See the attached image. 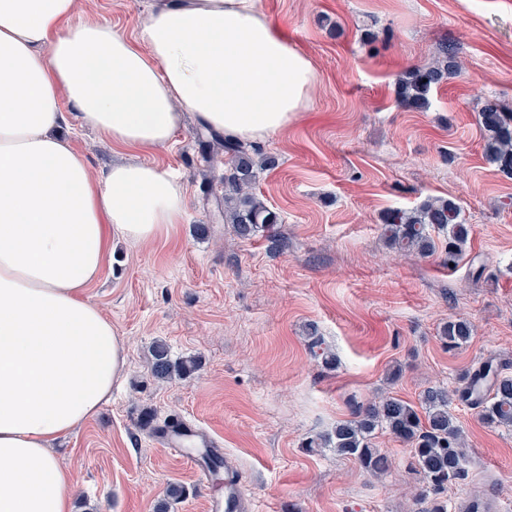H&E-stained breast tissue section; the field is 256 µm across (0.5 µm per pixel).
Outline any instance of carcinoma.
<instances>
[{
	"label": "carcinoma",
	"mask_w": 512,
	"mask_h": 512,
	"mask_svg": "<svg viewBox=\"0 0 512 512\" xmlns=\"http://www.w3.org/2000/svg\"><path fill=\"white\" fill-rule=\"evenodd\" d=\"M458 67L456 53L444 46L432 61L406 70L396 81L395 96L407 109L420 110L429 104L432 89L448 79ZM485 131L484 154L499 171L512 175V112L495 100L480 111ZM205 147L214 163H224V222L233 225L242 240L252 239L262 227L280 223L279 215L253 192L257 171L275 165V159L240 141L208 130ZM384 234L391 248L429 257L437 251L430 231L444 235L443 262L458 264L471 235L456 203L447 198H430L412 211L390 210L382 216ZM474 332L466 318L448 320L440 331L448 347L467 343ZM193 360L174 361L166 344L152 349V374L158 380L183 376L195 369ZM460 386L452 391L429 389L422 396L425 413L401 399L386 396L353 411V419L304 443L306 448H334L355 459L366 472L378 476L389 468V458L372 446L371 437L385 430L410 447V467L421 478L418 499L429 501L428 512H448L443 494L465 474L466 456L461 430L450 406L453 401L481 407L482 419L491 425L512 427V376L493 369L490 362L459 376Z\"/></svg>",
	"instance_id": "1"
}]
</instances>
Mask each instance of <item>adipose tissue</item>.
<instances>
[{
    "label": "adipose tissue",
    "mask_w": 512,
    "mask_h": 512,
    "mask_svg": "<svg viewBox=\"0 0 512 512\" xmlns=\"http://www.w3.org/2000/svg\"><path fill=\"white\" fill-rule=\"evenodd\" d=\"M77 0H0V512H72L50 445L91 419L125 345L86 297L112 239L180 223L184 195L155 165L91 176L62 138L63 104L117 149L165 146L182 110L244 141L310 100L312 61L257 0H162L134 34L71 25Z\"/></svg>",
    "instance_id": "adipose-tissue-1"
}]
</instances>
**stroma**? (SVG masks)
Returning <instances> with one entry per match:
<instances>
[{
    "mask_svg": "<svg viewBox=\"0 0 512 512\" xmlns=\"http://www.w3.org/2000/svg\"><path fill=\"white\" fill-rule=\"evenodd\" d=\"M154 0H77V20L134 33ZM311 59L309 104L287 129L258 140L277 160L255 193L281 222L240 240L218 220L219 181H206L203 126L193 113L166 147L134 152L181 184L179 224L144 244L113 243L87 292L125 341L112 395L52 453L72 473L74 512H209L222 482L200 486L193 466L142 428L185 419L237 467L254 512H422L408 491L420 479L406 444L378 432L391 461L381 476L306 440L385 396L418 404L454 389L462 370L492 361L512 375V176L483 152L478 114L498 99L512 112V0H258ZM456 48L459 70L409 111L395 82L409 66ZM100 174L118 153L67 110L62 127ZM449 198L472 233L457 267L440 255L389 248L382 215ZM208 227L206 235L196 225ZM461 316L468 343L448 349L440 329ZM197 359L185 378L155 380L151 348ZM335 357L325 365L321 351ZM465 442L463 479L448 512L491 491L512 505V428L486 424L453 402Z\"/></svg>",
    "mask_w": 512,
    "mask_h": 512,
    "instance_id": "obj_1",
    "label": "stroma"
}]
</instances>
